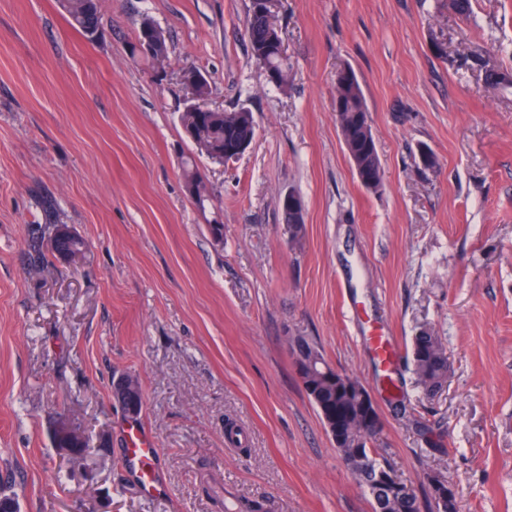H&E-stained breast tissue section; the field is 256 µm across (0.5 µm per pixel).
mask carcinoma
Returning a JSON list of instances; mask_svg holds the SVG:
<instances>
[{
    "instance_id": "obj_1",
    "label": "carcinoma",
    "mask_w": 512,
    "mask_h": 512,
    "mask_svg": "<svg viewBox=\"0 0 512 512\" xmlns=\"http://www.w3.org/2000/svg\"><path fill=\"white\" fill-rule=\"evenodd\" d=\"M261 0H250L246 33L251 57L268 72L281 77L278 87L288 86V58L279 47L283 42L267 17L259 11ZM71 25L82 34L100 29V9L95 0H60ZM335 99L344 110L336 116L340 122L349 159L359 178L374 180L371 188L381 185V167L368 121L362 88L356 75L336 72ZM180 123L187 141L198 153L215 162H226L247 150L256 130L253 113L245 107L233 111L181 112ZM184 186L195 188L194 198L204 200L206 187L193 160L184 163ZM295 366L310 401L333 433L341 425V437L335 439L343 459L357 466V477L372 497V512H420L415 491L398 479L387 464L380 461L376 432H367L362 421L368 413L378 414L365 403L368 389L358 379L337 372L325 359L319 345L310 339H295ZM413 368L418 385L428 397L435 395L448 380V357L441 339L432 331H422L413 344ZM435 512H457L455 493L436 475L426 476Z\"/></svg>"
}]
</instances>
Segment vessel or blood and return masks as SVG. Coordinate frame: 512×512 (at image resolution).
<instances>
[{
	"label": "vessel or blood",
	"mask_w": 512,
	"mask_h": 512,
	"mask_svg": "<svg viewBox=\"0 0 512 512\" xmlns=\"http://www.w3.org/2000/svg\"><path fill=\"white\" fill-rule=\"evenodd\" d=\"M160 460L161 450L154 438L139 425L137 418H129L124 431L121 465L145 498L155 499L167 491L159 469Z\"/></svg>",
	"instance_id": "obj_1"
}]
</instances>
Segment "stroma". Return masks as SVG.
I'll return each mask as SVG.
<instances>
[{
    "label": "stroma",
    "instance_id": "35a3bbf8",
    "mask_svg": "<svg viewBox=\"0 0 512 512\" xmlns=\"http://www.w3.org/2000/svg\"><path fill=\"white\" fill-rule=\"evenodd\" d=\"M248 4L102 0L91 43L58 0H0V488L18 512H372L301 384L290 340L305 336L371 391L377 445L422 512L429 473L458 512H512V93L485 82L512 71V0H471L466 16L448 0H279L284 89L250 55ZM147 16L170 43L160 83L127 54ZM344 65L366 99L376 190L338 131ZM189 66L211 108L256 123L238 159L196 158L202 206L182 177ZM289 192L305 205L296 242ZM52 224L83 239L81 256L36 258ZM423 330L448 355L430 398L412 365ZM375 333L391 364L366 344ZM126 373L162 450V498L119 461L112 384ZM62 417L83 455L56 447Z\"/></svg>",
    "mask_w": 512,
    "mask_h": 512
}]
</instances>
